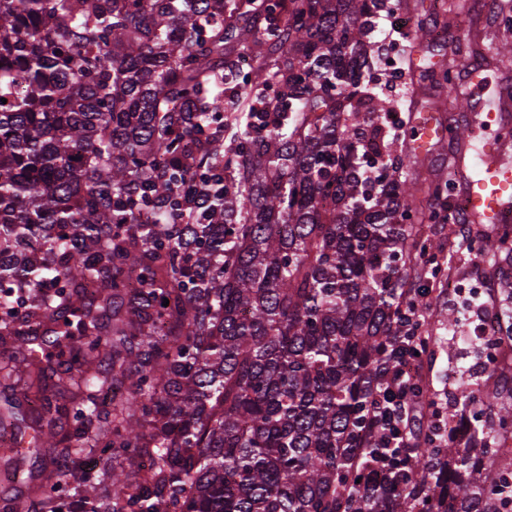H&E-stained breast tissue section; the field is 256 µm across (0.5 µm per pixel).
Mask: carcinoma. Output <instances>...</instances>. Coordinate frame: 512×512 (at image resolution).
<instances>
[{
    "instance_id": "obj_1",
    "label": "carcinoma",
    "mask_w": 512,
    "mask_h": 512,
    "mask_svg": "<svg viewBox=\"0 0 512 512\" xmlns=\"http://www.w3.org/2000/svg\"><path fill=\"white\" fill-rule=\"evenodd\" d=\"M384 6L0 0V340L27 377L0 391V471L46 470L0 512H509V464L485 461L512 379L460 382L489 416L448 412L464 440L372 444L387 369L435 343L404 310L436 273L415 219L449 223L453 191L401 179L397 105L362 83ZM493 238L511 266L512 225ZM409 391L436 417L424 377Z\"/></svg>"
}]
</instances>
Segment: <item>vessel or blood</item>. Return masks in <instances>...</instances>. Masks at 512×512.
Instances as JSON below:
<instances>
[{"mask_svg":"<svg viewBox=\"0 0 512 512\" xmlns=\"http://www.w3.org/2000/svg\"><path fill=\"white\" fill-rule=\"evenodd\" d=\"M502 139L483 140L474 152H460L453 171L468 222L498 226L512 222V162L504 160Z\"/></svg>","mask_w":512,"mask_h":512,"instance_id":"b4317fda","label":"vessel or blood"}]
</instances>
